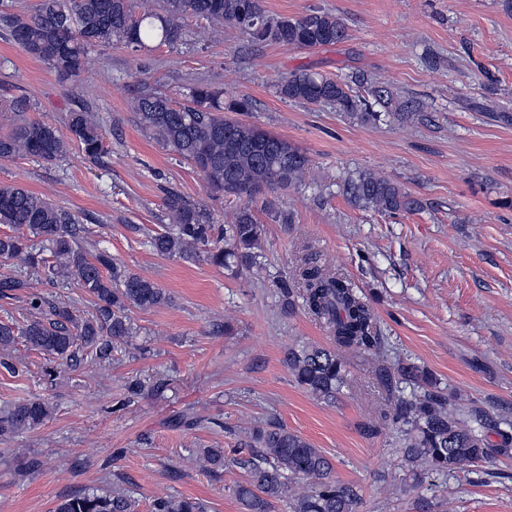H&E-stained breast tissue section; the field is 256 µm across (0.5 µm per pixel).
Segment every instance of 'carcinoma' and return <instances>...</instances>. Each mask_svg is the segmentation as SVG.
<instances>
[{"label": "carcinoma", "instance_id": "1", "mask_svg": "<svg viewBox=\"0 0 512 512\" xmlns=\"http://www.w3.org/2000/svg\"><path fill=\"white\" fill-rule=\"evenodd\" d=\"M139 0H36L27 15L4 17L6 36L30 57L47 65L61 80L82 73L90 49L122 45L133 51L150 43L178 47L185 36V19H204L220 27L229 24L251 41L299 49L336 44L347 36L343 20L327 11L312 10L296 19L266 13L261 0H159L158 9L136 13ZM374 101L354 93L351 85L333 77L300 71L277 84V94L289 101L328 106L349 120L369 123L378 118L373 104L393 107L391 91L375 86ZM140 128L163 149L192 163L206 188L236 198L267 199L302 182L309 158L299 148L258 126L224 118L226 112H249L247 98L224 101V89L196 84L178 102L168 95L144 90L134 98ZM66 126L81 154L97 160L106 153L99 123L87 111H71ZM68 143L50 120L29 121L15 106L13 126L0 136V159L32 156L52 163L66 156ZM351 202L364 210L394 215L417 209L394 183L370 171H360L345 183ZM163 205L173 223L150 235L158 254L205 261L236 277L257 265L265 225L249 208L239 209L231 223L214 236V218L206 209L170 193ZM0 224L12 233L0 235V261L19 258L44 273L45 280H73L92 298L94 313L81 320L66 301L50 304L29 296L38 316L22 327L0 322V348L18 337L58 359L72 361L88 351L106 361L115 345L132 333L129 312L171 301L154 282L125 268L104 249L83 244L75 214L65 206L18 184H0ZM50 256H45V253ZM299 288H281V312L298 307L324 322L333 338L326 348L303 343L289 346L283 362L295 384L317 400L333 404L345 387L348 359L344 352H362L375 361V374L392 405L394 444L411 469L432 472L468 471L495 456L512 454V422L486 411L462 412L459 397L428 390L431 373L413 363L389 361L385 337L362 292L329 260L306 257L294 270ZM28 287L19 277L0 278V296ZM50 414L47 403L33 399L16 404L0 416V439L41 424ZM499 442H490V434ZM237 461L247 469L246 484L236 495L248 512H270L271 502L287 499L289 512H358L359 490L335 476L329 456L300 435L277 423H259L234 433ZM136 503L123 495L78 493L57 505L55 512H135ZM151 512H206L198 499L157 497Z\"/></svg>", "mask_w": 512, "mask_h": 512}]
</instances>
